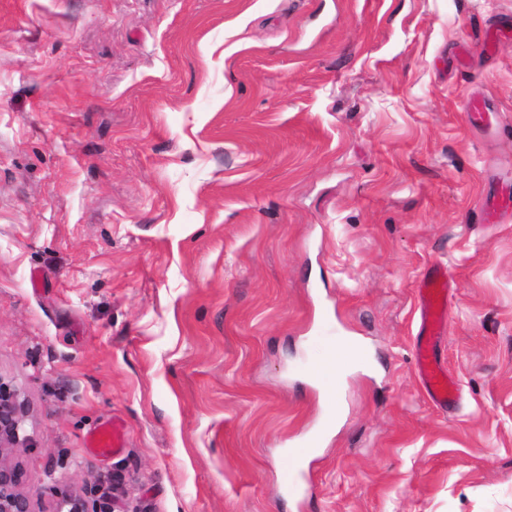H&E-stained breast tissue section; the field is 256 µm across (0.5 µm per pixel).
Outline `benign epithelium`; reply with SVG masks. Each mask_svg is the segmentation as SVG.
Here are the masks:
<instances>
[{
    "label": "benign epithelium",
    "instance_id": "obj_1",
    "mask_svg": "<svg viewBox=\"0 0 512 512\" xmlns=\"http://www.w3.org/2000/svg\"><path fill=\"white\" fill-rule=\"evenodd\" d=\"M26 407L19 394L0 382V512H35L31 496L22 488V473L12 459L14 449L27 445L21 435ZM48 494L57 501L56 512H112L117 504L105 497L72 494L66 488L53 485Z\"/></svg>",
    "mask_w": 512,
    "mask_h": 512
}]
</instances>
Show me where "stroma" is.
I'll return each mask as SVG.
<instances>
[{"instance_id": "35a3bbf8", "label": "stroma", "mask_w": 512, "mask_h": 512, "mask_svg": "<svg viewBox=\"0 0 512 512\" xmlns=\"http://www.w3.org/2000/svg\"><path fill=\"white\" fill-rule=\"evenodd\" d=\"M509 22L512 0H0V381L35 512L55 481L122 512H512V212L479 213L512 184V39L483 46ZM436 264L460 283L449 413L413 364ZM343 336L367 363L334 422L314 373ZM115 418L125 448L88 454Z\"/></svg>"}]
</instances>
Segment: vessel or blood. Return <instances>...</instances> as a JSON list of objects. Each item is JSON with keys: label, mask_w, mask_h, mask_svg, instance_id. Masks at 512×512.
Instances as JSON below:
<instances>
[{"label": "vessel or blood", "mask_w": 512, "mask_h": 512, "mask_svg": "<svg viewBox=\"0 0 512 512\" xmlns=\"http://www.w3.org/2000/svg\"><path fill=\"white\" fill-rule=\"evenodd\" d=\"M458 283L448 268L432 266L418 286L420 325L414 344V361L421 383L431 404L443 410L455 409L460 389L455 378L438 356L441 332L448 323V298ZM125 445L120 422L111 421L91 429L85 436V450L107 458Z\"/></svg>", "instance_id": "1"}]
</instances>
